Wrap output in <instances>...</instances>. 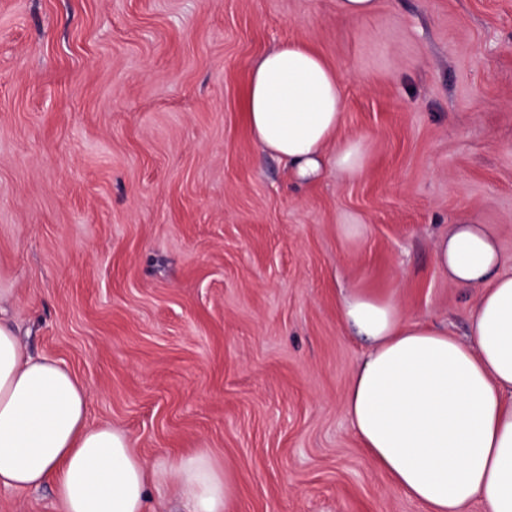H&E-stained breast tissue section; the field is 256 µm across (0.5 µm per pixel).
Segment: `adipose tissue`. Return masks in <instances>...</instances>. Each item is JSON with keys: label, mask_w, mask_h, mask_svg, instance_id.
Returning <instances> with one entry per match:
<instances>
[{"label": "adipose tissue", "mask_w": 512, "mask_h": 512, "mask_svg": "<svg viewBox=\"0 0 512 512\" xmlns=\"http://www.w3.org/2000/svg\"><path fill=\"white\" fill-rule=\"evenodd\" d=\"M245 110L255 141L295 179L362 174L363 142L338 137L340 80L303 42L255 63ZM434 256L450 284L479 291L466 339L409 320L391 297L346 291L341 323L367 345L346 412L373 463L425 512L474 501L512 512V274L485 224L449 225ZM88 404L87 386L32 355L0 307V487L52 483L61 512H163L170 493L185 512H231L230 486L206 450L149 465L124 430L89 423Z\"/></svg>", "instance_id": "obj_1"}]
</instances>
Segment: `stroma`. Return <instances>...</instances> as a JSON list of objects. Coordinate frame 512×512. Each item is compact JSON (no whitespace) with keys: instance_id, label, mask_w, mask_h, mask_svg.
Masks as SVG:
<instances>
[{"instance_id":"stroma-1","label":"stroma","mask_w":512,"mask_h":512,"mask_svg":"<svg viewBox=\"0 0 512 512\" xmlns=\"http://www.w3.org/2000/svg\"><path fill=\"white\" fill-rule=\"evenodd\" d=\"M295 40L340 79L355 180L296 183L249 133L250 71ZM451 224L493 225L512 271V0H0L8 314L145 460L208 450L234 512H424L353 433L338 299L463 335ZM0 512L59 509L1 487ZM378 0H338V11L341 15L359 19L372 14L377 8Z\"/></svg>"}]
</instances>
